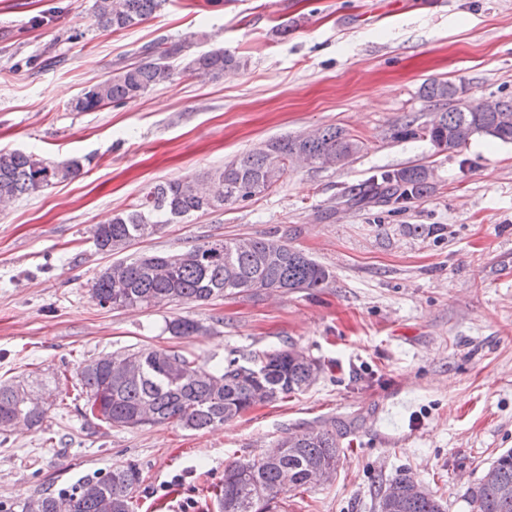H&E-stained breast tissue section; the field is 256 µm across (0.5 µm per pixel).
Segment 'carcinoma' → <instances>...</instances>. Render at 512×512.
I'll list each match as a JSON object with an SVG mask.
<instances>
[{"instance_id":"obj_1","label":"carcinoma","mask_w":512,"mask_h":512,"mask_svg":"<svg viewBox=\"0 0 512 512\" xmlns=\"http://www.w3.org/2000/svg\"><path fill=\"white\" fill-rule=\"evenodd\" d=\"M165 0H93L96 27L117 32L152 17ZM186 49L183 41H163L145 57L115 70L86 87L70 102L73 112H94L112 103L142 95L172 79L174 61ZM247 59L221 49L191 55L182 70L220 79L245 69ZM459 86L432 79L422 87L430 102L452 101ZM485 134L512 142V101L495 103V111L457 107L431 113L418 122L406 117L393 128L398 140L428 141L437 148H457L475 135ZM361 149L360 140L336 127L308 136L270 140L239 158L194 177L149 188L128 211L117 213L93 229L97 250L117 253L131 242L149 236L166 224L194 213H206L252 199L275 186L296 162L321 166L344 165ZM81 161H47L20 150H0V203L43 193L51 185L77 177ZM428 169L423 166L385 169L372 176L356 193L342 194L343 203L355 205L407 204L429 193ZM328 269L283 238H224L205 241L177 253L140 256L100 270L92 280L91 297L112 309L205 304L239 295L259 297L278 291L306 292L325 288ZM165 330L177 337L201 336L208 328L199 322L174 317ZM320 365L290 347L258 353L244 365L235 359L208 366L168 349L140 348L124 354L99 357L79 368L77 395L81 414L107 428H143L176 423L189 430L222 426L251 407L288 398L309 388ZM44 383L34 378L0 382V432L19 420L41 428L47 412L38 403ZM336 423L291 433L282 438V451L224 467V483L214 492L218 512H277L280 496L290 491L328 483L336 476L341 439ZM141 482L139 465L130 461L102 476L87 478L57 494L43 493L16 503L17 512H133V494ZM512 487V450L500 454L481 480L467 491L470 512H512V497H501L502 485ZM390 485L404 491L396 512H444L440 497L399 474Z\"/></svg>"}]
</instances>
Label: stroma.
I'll return each mask as SVG.
<instances>
[{"mask_svg": "<svg viewBox=\"0 0 512 512\" xmlns=\"http://www.w3.org/2000/svg\"><path fill=\"white\" fill-rule=\"evenodd\" d=\"M93 0H0V149L81 160L74 179L0 207V379L75 378L133 348L208 364L291 343L320 365L302 393L202 432L107 429L70 387H48L40 429L0 433V512L133 461L134 512H217L229 462L334 422L347 430L335 479L285 494L287 512H374L405 473L469 512L467 489L512 448V144L485 135L440 150L392 138L427 119L422 85L466 101L512 99V0H167L146 22L98 29ZM247 59L213 80L181 73L96 112L70 102L160 38ZM338 127L363 150L342 166L289 169L272 190L195 214L115 253L92 229L145 189L218 168L281 136ZM425 165L434 190L406 209L346 207L381 169ZM287 237L329 287L160 309L97 305V272L141 254L233 237ZM207 326L178 338L166 320ZM461 87L449 82L448 80L432 79L426 82L421 90L423 98L429 102H435L436 105L443 101H452L458 94Z\"/></svg>", "mask_w": 512, "mask_h": 512, "instance_id": "stroma-1", "label": "stroma"}]
</instances>
